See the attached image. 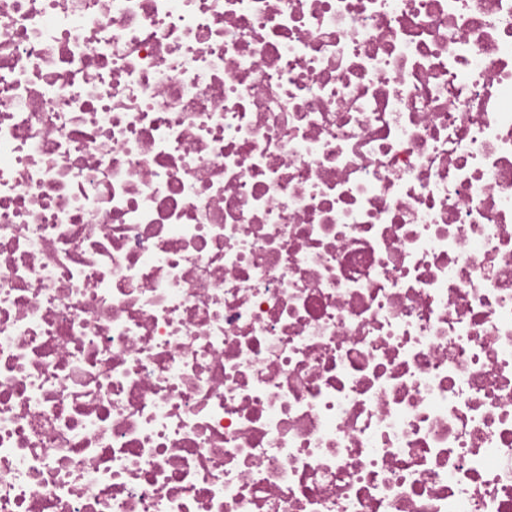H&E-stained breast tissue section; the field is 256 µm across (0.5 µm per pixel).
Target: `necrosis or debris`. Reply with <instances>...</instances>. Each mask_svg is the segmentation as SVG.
<instances>
[{"instance_id": "1", "label": "necrosis or debris", "mask_w": 512, "mask_h": 512, "mask_svg": "<svg viewBox=\"0 0 512 512\" xmlns=\"http://www.w3.org/2000/svg\"><path fill=\"white\" fill-rule=\"evenodd\" d=\"M0 512H512V0H0Z\"/></svg>"}]
</instances>
